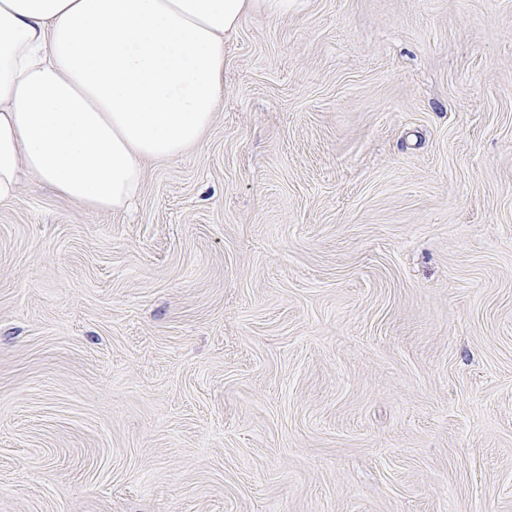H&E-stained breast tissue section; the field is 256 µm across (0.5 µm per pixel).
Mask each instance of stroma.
<instances>
[{
  "mask_svg": "<svg viewBox=\"0 0 512 512\" xmlns=\"http://www.w3.org/2000/svg\"><path fill=\"white\" fill-rule=\"evenodd\" d=\"M126 215L0 204V512H512V0H296Z\"/></svg>",
  "mask_w": 512,
  "mask_h": 512,
  "instance_id": "stroma-1",
  "label": "stroma"
}]
</instances>
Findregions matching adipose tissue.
<instances>
[{"mask_svg": "<svg viewBox=\"0 0 512 512\" xmlns=\"http://www.w3.org/2000/svg\"><path fill=\"white\" fill-rule=\"evenodd\" d=\"M291 0H0V202L21 172L121 214L147 166L202 143L224 100V39Z\"/></svg>", "mask_w": 512, "mask_h": 512, "instance_id": "1", "label": "adipose tissue"}]
</instances>
